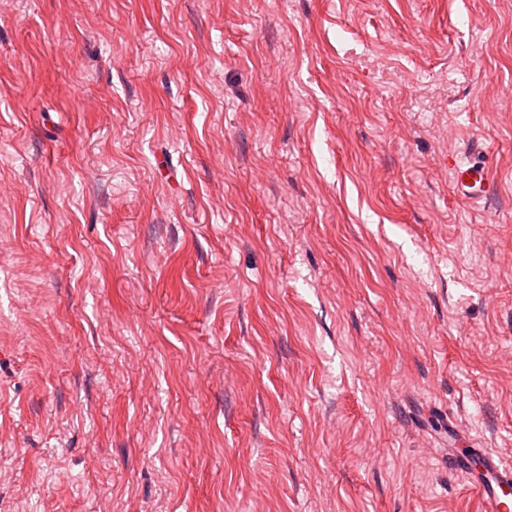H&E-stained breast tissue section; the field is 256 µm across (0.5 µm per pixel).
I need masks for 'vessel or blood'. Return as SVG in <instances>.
I'll return each instance as SVG.
<instances>
[{
    "instance_id": "b4317fda",
    "label": "vessel or blood",
    "mask_w": 512,
    "mask_h": 512,
    "mask_svg": "<svg viewBox=\"0 0 512 512\" xmlns=\"http://www.w3.org/2000/svg\"><path fill=\"white\" fill-rule=\"evenodd\" d=\"M452 170L458 197L465 203L477 204L489 182L488 170L461 159L454 162ZM449 462L475 492L484 512H512V494L506 491L507 486L512 485V464L486 451L482 452L481 462L476 467L463 454L450 455Z\"/></svg>"
}]
</instances>
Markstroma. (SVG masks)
<instances>
[{"instance_id": "obj_1", "label": "stroma", "mask_w": 512, "mask_h": 512, "mask_svg": "<svg viewBox=\"0 0 512 512\" xmlns=\"http://www.w3.org/2000/svg\"><path fill=\"white\" fill-rule=\"evenodd\" d=\"M510 85L512 0H0V512H480ZM452 170L458 197L467 204L476 205L483 198L489 171L475 161L468 164L462 159L455 160Z\"/></svg>"}]
</instances>
